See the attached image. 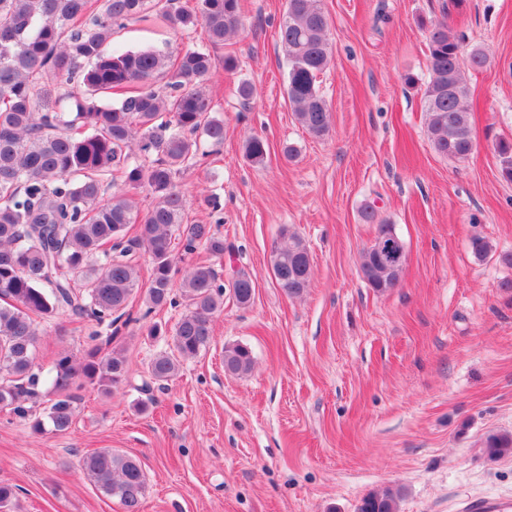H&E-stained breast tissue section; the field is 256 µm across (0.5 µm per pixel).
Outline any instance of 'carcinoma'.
<instances>
[{
	"instance_id": "1",
	"label": "carcinoma",
	"mask_w": 512,
	"mask_h": 512,
	"mask_svg": "<svg viewBox=\"0 0 512 512\" xmlns=\"http://www.w3.org/2000/svg\"><path fill=\"white\" fill-rule=\"evenodd\" d=\"M161 7L157 0H0V408L24 418V403L37 395L35 353L40 323L69 312L113 328L143 291L147 311L183 306L172 330V348L149 362L146 381L160 387L213 340V321L224 295L243 308L255 297L252 277L243 271L228 279L213 265L180 266L203 247L224 256V238L210 224L185 222V199L177 178L210 155L202 142L224 143V122L212 115L207 83L217 64L208 50L187 48L175 55L153 50L107 49L114 29L156 15L174 29H205L219 45L241 26L238 0H199L197 7ZM279 38L288 63L286 94L301 127L315 137L329 130V112L317 84L329 66L328 21L320 0H287ZM428 80L422 99L427 134L434 150L464 160L474 149L465 68H482L486 54L465 49L444 22L426 28ZM166 78L163 89L151 80ZM72 89L65 104L51 101L46 85ZM114 91L117 104L104 99ZM267 140L247 137L245 159L262 164ZM499 173L512 182V140L496 143ZM148 192L151 208L142 213L134 195ZM139 233L126 238L129 225ZM149 257L148 285L139 287V259ZM271 270L288 295L308 288L313 270L309 249L292 233L271 254ZM404 262L381 261L368 251L360 265L367 285L379 293L395 287ZM119 329L105 340L112 343ZM79 357L57 354L51 376L56 398L46 418L56 432L68 431L76 414L72 390L89 383L106 394L131 384L120 349L102 353L98 332ZM251 350L224 347V370L251 371ZM492 458L512 455V434L484 441ZM80 467L124 512H141L147 482L140 462L110 448L83 456ZM401 489L366 494L357 512H399ZM16 491L0 483V512H14Z\"/></svg>"
}]
</instances>
